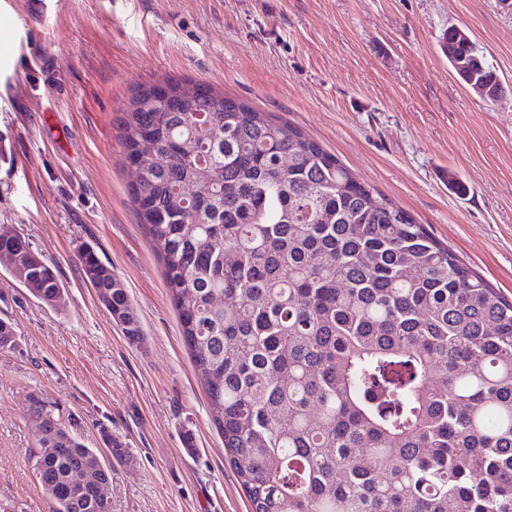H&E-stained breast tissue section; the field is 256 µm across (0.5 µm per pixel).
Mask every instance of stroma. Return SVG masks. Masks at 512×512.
Wrapping results in <instances>:
<instances>
[{
    "label": "stroma",
    "instance_id": "obj_1",
    "mask_svg": "<svg viewBox=\"0 0 512 512\" xmlns=\"http://www.w3.org/2000/svg\"><path fill=\"white\" fill-rule=\"evenodd\" d=\"M451 27L470 31L509 95L491 102L456 80ZM11 37L0 224L43 251L65 293L47 307L0 267V317L20 335L0 351V512L52 510L28 455L32 394L98 449L112 512L250 508L130 201L117 125L139 85L191 78L290 122L512 297V0H62L43 18L0 0V41ZM85 243L126 288L140 343L84 278ZM104 428L124 460L101 446Z\"/></svg>",
    "mask_w": 512,
    "mask_h": 512
}]
</instances>
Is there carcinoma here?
<instances>
[{"label":"carcinoma","instance_id":"carcinoma-1","mask_svg":"<svg viewBox=\"0 0 512 512\" xmlns=\"http://www.w3.org/2000/svg\"><path fill=\"white\" fill-rule=\"evenodd\" d=\"M445 43L465 85L503 98L465 30ZM162 84L119 119L129 193L250 512H512V299L299 128L199 81ZM77 262L139 342L112 267L90 244ZM0 263L61 299L10 224ZM17 345L0 319V350ZM29 415L53 512H111L97 449L35 395Z\"/></svg>","mask_w":512,"mask_h":512}]
</instances>
